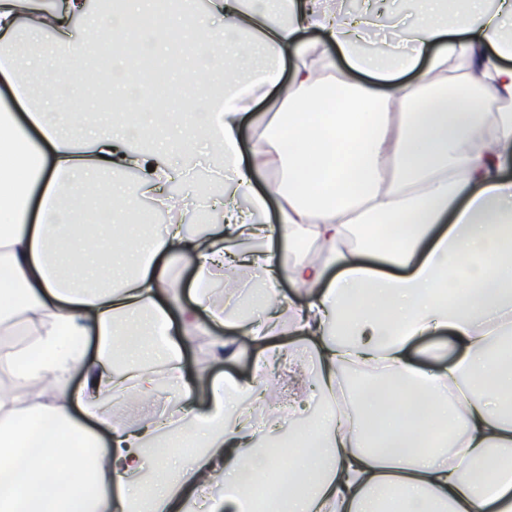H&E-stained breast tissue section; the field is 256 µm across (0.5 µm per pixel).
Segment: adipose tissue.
I'll return each instance as SVG.
<instances>
[{
    "label": "adipose tissue",
    "mask_w": 512,
    "mask_h": 512,
    "mask_svg": "<svg viewBox=\"0 0 512 512\" xmlns=\"http://www.w3.org/2000/svg\"><path fill=\"white\" fill-rule=\"evenodd\" d=\"M439 2L410 0L418 21L398 42L365 52L376 24L368 10L334 11L326 0H208L202 10L197 0H177L169 28L142 35L141 54L161 56L171 28L180 29L182 79L200 88L203 105L167 119L150 103L143 124L166 120L175 141L193 128L233 172L211 199L214 229L191 233L181 217L195 188L165 191L169 164L133 148L138 130L85 126L79 89L67 78L84 45L75 21L88 33L111 32L117 45L152 0H126L118 14L90 12L86 0H61L51 11L38 0H0V75L14 97L0 103V334L21 323L38 335L33 351L0 346V512H192L209 482L224 487L209 512H249L253 485L282 462L288 483L266 512H384L389 502L402 512H512V180L502 174L512 113L495 108L512 97V40L501 36L512 0H497L492 11L466 0L470 17L454 24ZM311 29L336 45L352 77L334 76L332 58L304 46L300 36ZM25 32L49 34L47 53L21 44ZM241 32L268 63L215 93L212 76ZM31 68L42 70V83L25 78ZM359 73L374 84L356 81ZM269 93L278 107L244 161L251 105ZM15 104L24 116L12 112ZM267 166L282 178L255 192L253 172ZM129 169L170 214L164 234L130 236L132 199L119 184L104 193L96 217L86 215V193L101 175ZM271 197L278 222L260 223ZM228 236L269 244L247 259L266 274L256 303H282L284 278L312 296L286 326L275 315L235 321L236 336L215 343L214 355H251L253 376L208 379L209 408L198 414L184 342L170 337L168 324L178 317L192 336L202 309L223 323L210 290L236 264L224 255ZM277 243L292 249L290 262L276 258ZM171 253L195 269V305L180 301L157 261ZM445 330L454 349L448 367H417L411 341ZM285 331L311 347L326 400L300 431L309 452L289 461L257 448L258 432L240 412L243 396L264 399L275 339ZM89 336L99 340V359L85 353ZM118 336L136 339L120 372L108 353ZM152 358L162 371L146 367ZM349 368L387 378L386 393L402 407L371 450L359 416L379 413L373 393H360L355 411L336 404ZM77 372L79 386L71 383ZM162 377L191 428L115 425L106 441L73 412L94 413L109 392L149 394ZM420 397L439 428L412 426L407 407ZM198 440L192 464L175 468L177 448ZM149 447L155 479L142 490L130 479Z\"/></svg>",
    "instance_id": "obj_1"
}]
</instances>
